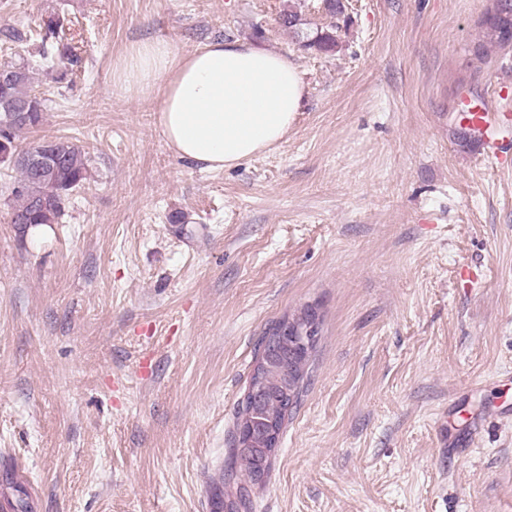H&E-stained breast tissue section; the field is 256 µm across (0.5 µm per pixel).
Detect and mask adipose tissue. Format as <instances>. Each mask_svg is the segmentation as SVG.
Segmentation results:
<instances>
[{"label": "adipose tissue", "instance_id": "1", "mask_svg": "<svg viewBox=\"0 0 512 512\" xmlns=\"http://www.w3.org/2000/svg\"><path fill=\"white\" fill-rule=\"evenodd\" d=\"M114 78L137 93L160 89L163 137L180 159L206 170L280 144L306 94L286 55L241 40H215L189 53L172 41L146 40Z\"/></svg>", "mask_w": 512, "mask_h": 512}]
</instances>
